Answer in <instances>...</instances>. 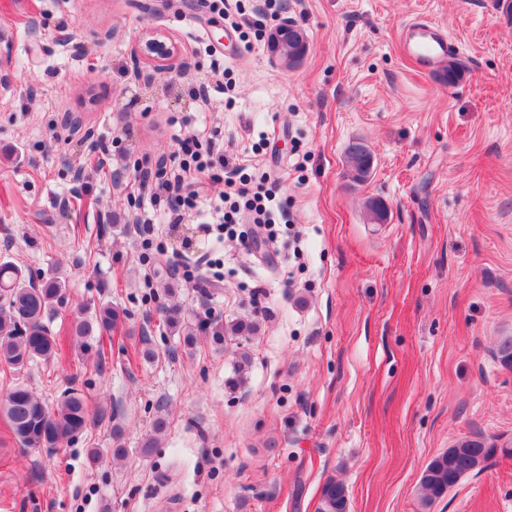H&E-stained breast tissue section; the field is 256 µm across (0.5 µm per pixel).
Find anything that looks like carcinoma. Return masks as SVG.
<instances>
[{"mask_svg":"<svg viewBox=\"0 0 512 512\" xmlns=\"http://www.w3.org/2000/svg\"><path fill=\"white\" fill-rule=\"evenodd\" d=\"M441 77L448 84L463 78L461 63L450 59ZM346 162L353 177L367 179L373 168L370 148L361 140L349 143ZM66 281L59 276L35 277L31 271L11 261L0 262V375L21 370L36 361H49L57 351L56 337L46 324L62 298ZM122 321L121 312L110 303L100 304L95 320H75V335L84 338L95 332L109 334ZM198 330L221 342L230 334H249L254 326L239 322L224 325L212 320L200 321ZM0 411L6 416L15 438L26 448H57L82 435L94 422L108 418L101 408L90 415L84 394L76 389L63 393L50 406L23 385H14L0 396ZM167 428V420L156 417L151 435L142 444V452L154 447L158 436ZM512 457V447L489 445L481 437L466 438L436 456L421 474L420 484L428 499H439L467 475L478 474L496 455ZM346 489L328 481L321 491L320 512H347Z\"/></svg>","mask_w":512,"mask_h":512,"instance_id":"cac0c4a2","label":"carcinoma"}]
</instances>
